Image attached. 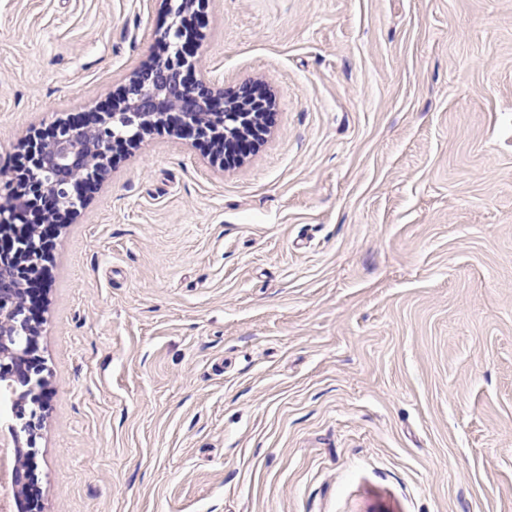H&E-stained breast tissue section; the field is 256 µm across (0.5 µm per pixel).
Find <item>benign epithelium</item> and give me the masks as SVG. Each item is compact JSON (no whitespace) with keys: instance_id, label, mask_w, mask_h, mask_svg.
Wrapping results in <instances>:
<instances>
[{"instance_id":"obj_1","label":"benign epithelium","mask_w":512,"mask_h":512,"mask_svg":"<svg viewBox=\"0 0 512 512\" xmlns=\"http://www.w3.org/2000/svg\"><path fill=\"white\" fill-rule=\"evenodd\" d=\"M196 4L198 0H169L172 21L157 38L166 51L137 71L117 99L79 120L60 119L46 132H30L23 171H0V183L7 187L0 203V371L10 370L7 388L33 403L19 417L7 407L0 410V421L10 427L15 445H26L32 456L43 420L45 382L33 340L39 327L32 324L25 281L38 267L29 262V254L45 257L47 243L31 229L66 224L85 201L84 190L111 167L112 151L156 131L191 135L209 144L218 158L224 156L225 144L261 135L265 105L250 93L253 83L231 92L227 105L223 91L187 77L200 41L186 42L183 19ZM37 483L34 470H15L13 489Z\"/></svg>"}]
</instances>
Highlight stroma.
Here are the masks:
<instances>
[{
    "instance_id": "35a3bbf8",
    "label": "stroma",
    "mask_w": 512,
    "mask_h": 512,
    "mask_svg": "<svg viewBox=\"0 0 512 512\" xmlns=\"http://www.w3.org/2000/svg\"><path fill=\"white\" fill-rule=\"evenodd\" d=\"M240 161L145 136L51 251L41 512H512V0H207ZM167 0H0V170Z\"/></svg>"
}]
</instances>
